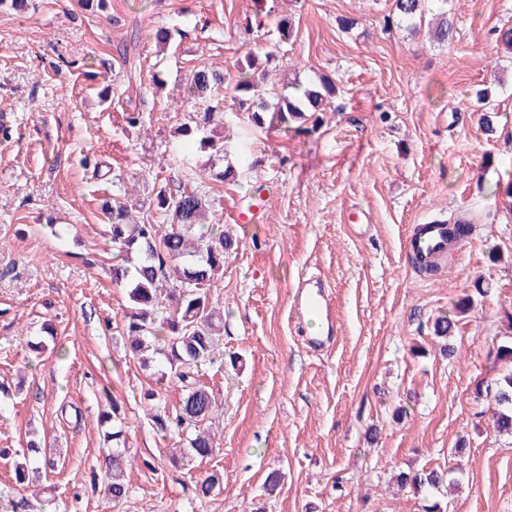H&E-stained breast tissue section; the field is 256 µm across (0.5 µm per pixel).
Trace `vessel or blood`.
<instances>
[{
    "label": "vessel or blood",
    "mask_w": 512,
    "mask_h": 512,
    "mask_svg": "<svg viewBox=\"0 0 512 512\" xmlns=\"http://www.w3.org/2000/svg\"><path fill=\"white\" fill-rule=\"evenodd\" d=\"M409 251L439 259L448 255V227L438 221L416 225L406 239ZM294 313L298 320L317 319L322 328L304 338L305 346L321 352L336 341V326L333 320L334 302L327 282L318 275L299 276L294 285Z\"/></svg>",
    "instance_id": "obj_1"
}]
</instances>
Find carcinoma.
Instances as JSON below:
<instances>
[{"label": "carcinoma", "instance_id": "carcinoma-1", "mask_svg": "<svg viewBox=\"0 0 512 512\" xmlns=\"http://www.w3.org/2000/svg\"><path fill=\"white\" fill-rule=\"evenodd\" d=\"M426 0H393L389 24L405 25L412 29L425 21ZM295 26L293 20L282 18L277 22L280 35L275 48L259 55L248 51L240 66V79L234 87L238 109L234 113L240 123L263 128H295L311 119L309 113L324 112L336 96V83L328 77L317 85L295 84V92L268 97L252 79L259 70L270 76L269 66L278 59L280 45L291 40ZM456 33L454 17L443 10L438 13L433 27V41L441 46L452 42ZM224 74L206 67L195 71L188 95L207 104L212 111L217 90L223 87ZM491 91H474V103L480 110L479 122L488 136L496 133L494 108L490 103ZM487 193L498 199L502 211L512 217V179L497 180L487 187ZM156 207L164 212L171 223L162 230L150 221L130 223L127 204L114 198L103 204L112 224L109 225L112 243L117 248L118 261L112 266L114 278L124 288L128 307L125 333L129 351L141 367L154 370L159 384L174 378L181 388V397L174 411L160 409L161 393H145L153 402L150 420L164 436L186 437L188 447L169 457L175 468L201 464L215 452L214 436L203 424L214 418L220 410L213 392L198 384V365L214 362L221 337L224 335L223 310L209 293L215 276L224 268L226 254L235 249L237 239L220 224H204L202 220L210 209L204 195L188 190L171 192L162 187L156 195ZM475 300L465 296L453 304L454 317L440 316L433 322V335L448 338L457 326V318L474 308ZM496 348L490 354L494 378L480 380L475 393L489 399L493 430L512 437V336L495 337ZM112 431L107 438L115 447L105 464L106 489L112 500L119 503L129 494L125 468L130 465L127 449L120 447L122 439L121 406L117 399L109 401ZM451 471L438 469L401 471L397 482L416 494H426L445 485H459L450 477ZM222 474L215 471L195 484L198 497L209 496L221 486Z\"/></svg>", "mask_w": 512, "mask_h": 512}]
</instances>
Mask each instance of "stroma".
Returning <instances> with one entry per match:
<instances>
[{"label":"stroma","mask_w":512,"mask_h":512,"mask_svg":"<svg viewBox=\"0 0 512 512\" xmlns=\"http://www.w3.org/2000/svg\"><path fill=\"white\" fill-rule=\"evenodd\" d=\"M392 0H27L0 8V512H19L12 460L41 470L28 512H422L399 471L461 468L444 512H512V440L494 432L476 397L495 336L512 330V219L481 185L512 168V60L495 32L512 0H448L453 45L386 26ZM271 76L326 75L338 94L310 133L241 126L225 152L201 149L199 128L223 124L247 49L278 42ZM354 25L339 27L342 18ZM170 28V45L154 34ZM224 74L213 114L188 99L193 72ZM492 90L496 136L478 124L472 90ZM143 123L130 127L128 113ZM233 165L232 181L215 179ZM194 189L239 246L211 292L224 307L215 362L198 378L223 406L215 454L173 468L144 395L150 371L122 338L125 292L102 203L120 197L135 219L163 223L160 187ZM478 215L438 274L405 249L415 225ZM252 211V224L236 223ZM61 235H52L51 226ZM322 275L336 303L332 349L309 352L290 317L301 272ZM475 307L440 354L430 327L463 296ZM44 342L34 355L30 346ZM126 415L137 459L130 493L113 503L99 474L102 390ZM39 442L44 455L29 453ZM58 456L48 470L44 458ZM283 475L273 494L272 471ZM223 475L202 498L194 485Z\"/></svg>","instance_id":"obj_1"}]
</instances>
